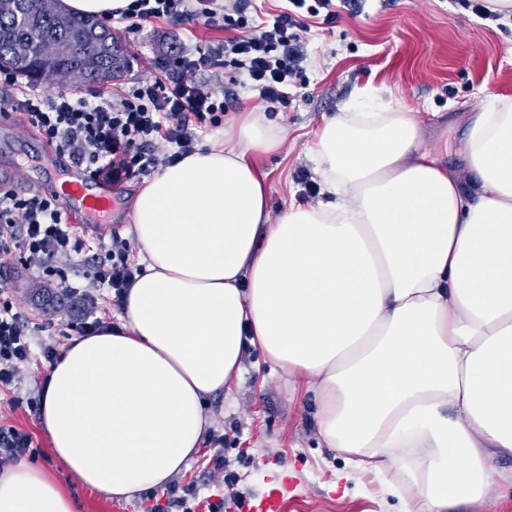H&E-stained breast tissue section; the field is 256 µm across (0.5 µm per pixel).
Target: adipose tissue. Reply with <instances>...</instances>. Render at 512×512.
Wrapping results in <instances>:
<instances>
[{"label":"adipose tissue","mask_w":512,"mask_h":512,"mask_svg":"<svg viewBox=\"0 0 512 512\" xmlns=\"http://www.w3.org/2000/svg\"><path fill=\"white\" fill-rule=\"evenodd\" d=\"M407 112L330 120L311 149L328 201L271 220L251 112L222 143L146 180L142 267L116 326L70 341L40 422L83 486L130 500L170 484L247 347L318 400L326 447L418 512L512 484V103L467 127L470 188L419 148ZM0 512H80L41 468L0 470Z\"/></svg>","instance_id":"1"}]
</instances>
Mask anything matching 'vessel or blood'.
<instances>
[{
    "label": "vessel or blood",
    "mask_w": 512,
    "mask_h": 512,
    "mask_svg": "<svg viewBox=\"0 0 512 512\" xmlns=\"http://www.w3.org/2000/svg\"><path fill=\"white\" fill-rule=\"evenodd\" d=\"M47 165L66 172L67 179L54 192L59 204L74 224L108 223L119 197V189L107 186L85 168L72 164L66 155L46 148L43 155Z\"/></svg>",
    "instance_id": "vessel-or-blood-1"
}]
</instances>
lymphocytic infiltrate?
Wrapping results in <instances>:
<instances>
[{
    "label": "lymphocytic infiltrate",
    "mask_w": 512,
    "mask_h": 512,
    "mask_svg": "<svg viewBox=\"0 0 512 512\" xmlns=\"http://www.w3.org/2000/svg\"><path fill=\"white\" fill-rule=\"evenodd\" d=\"M251 0H131L120 18L128 34L144 24L172 26L202 20L221 29L219 44L157 58L152 74L136 79L117 94L62 89L46 97L26 86L21 76L0 69V108L26 115L42 139L72 163L112 185L177 164L194 153L202 129L223 127L228 102L198 78L225 69L244 75L266 111L288 103V86L301 77L307 60L304 35L311 20L335 23L339 6L351 0H288L286 8L258 25L248 22ZM0 253L36 261L44 276L57 273L61 260L80 257L98 288L123 301L136 271L127 244L113 237L104 253L85 254L55 196L20 195L0 185ZM32 354L29 323L11 301L0 300V388L19 385V366Z\"/></svg>",
    "instance_id": "obj_1"
}]
</instances>
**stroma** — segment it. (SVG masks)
<instances>
[{
  "mask_svg": "<svg viewBox=\"0 0 512 512\" xmlns=\"http://www.w3.org/2000/svg\"><path fill=\"white\" fill-rule=\"evenodd\" d=\"M476 0H362L359 14L341 10L336 23L312 25L306 34L307 62L288 106L266 114L281 128L273 149L253 156L267 176L272 217L290 205L322 201L306 195L301 177L318 181L310 149L325 120L343 112H411L421 129V149L435 154L453 170L466 172L468 120L499 100H512V14L485 19ZM124 35L129 66L123 77L103 85L117 92L149 74L155 58L181 47L223 41L224 33L199 21L178 26L145 25ZM18 132L0 126V180L17 191L36 181L57 184L62 172L26 169L18 154L35 153L39 136L25 116ZM58 280L46 281L35 266L0 255V297L13 302L31 321L36 352L21 367V385L0 389V426L27 431L33 438V462L53 475L79 501L80 512H149L165 497L141 494L118 502L85 488L51 450L39 423L42 388L50 370L40 352L47 346L63 351L73 339L70 322L80 319V298L66 297L59 306L41 303L44 289L63 284H91L87 268L71 260L60 263ZM213 423L187 468L171 482L176 491L212 483L220 473L235 475L234 489L224 493V512H236L239 500L260 496L273 483L283 485L281 512H407L410 503L373 472L354 469L347 457L327 448L317 432L315 395L292 388L286 376L272 370L260 353L247 351L243 371L231 394L208 400ZM223 470H216V462Z\"/></svg>",
  "mask_w": 512,
  "mask_h": 512,
  "instance_id": "35a3bbf8",
  "label": "stroma"
}]
</instances>
